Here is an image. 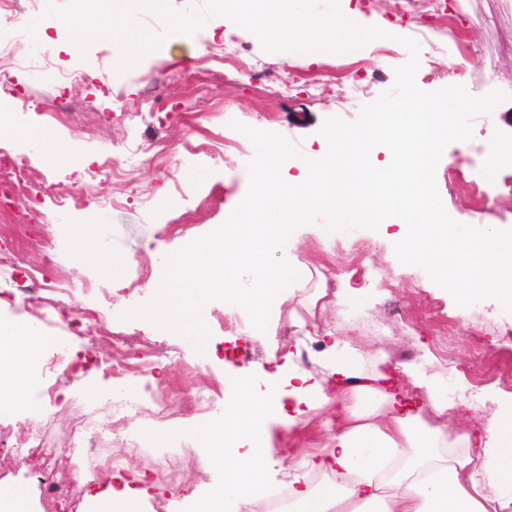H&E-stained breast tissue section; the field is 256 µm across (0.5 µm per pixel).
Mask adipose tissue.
<instances>
[{"instance_id": "obj_1", "label": "adipose tissue", "mask_w": 512, "mask_h": 512, "mask_svg": "<svg viewBox=\"0 0 512 512\" xmlns=\"http://www.w3.org/2000/svg\"><path fill=\"white\" fill-rule=\"evenodd\" d=\"M44 337L35 323L0 318V414L32 409L42 374ZM356 337L333 338L321 371L292 361L260 378L244 374L224 399V413L205 428L203 446L223 468L224 485L198 512H243L267 492L270 426L292 427L317 410L329 412V443L305 456L308 471L330 478L322 490L289 481L295 512H512L490 487H512V447L474 450L469 433L454 431L448 405L432 386L413 378L416 397L386 390L381 371L362 372ZM141 478L114 475L106 491L86 495L73 512H132L150 498Z\"/></svg>"}]
</instances>
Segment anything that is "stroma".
<instances>
[{
  "label": "stroma",
  "mask_w": 512,
  "mask_h": 512,
  "mask_svg": "<svg viewBox=\"0 0 512 512\" xmlns=\"http://www.w3.org/2000/svg\"><path fill=\"white\" fill-rule=\"evenodd\" d=\"M340 7L365 25L390 29L391 38L351 56L312 63L296 55L284 62L264 52L249 31L225 35L212 18L189 40L170 37L165 55H146L120 72L113 43L99 41L80 51L65 24L52 17L45 39L22 44L26 67L0 58V151L29 158L31 187L43 201L40 215L31 219L19 199L0 196V317L36 321L47 338L40 385L53 390L52 399L38 400L28 412L0 414V425L44 438L61 463L56 478L69 476L100 490L109 481L92 476L96 457L118 461L124 476L149 477L161 455L172 477L161 487L168 512H191L196 499L224 480L205 460L201 429L222 415L233 378L273 372L274 356L323 348L330 336L352 331L368 370L409 349L398 384L408 385L414 376L428 380L473 442L497 421L500 397L512 394V313L493 299L458 313L422 268L399 262L392 226L331 237L322 236L316 223L298 229L293 245L299 260L312 269L326 267L333 276L329 288L341 280L348 284L342 304L316 310L311 334L283 318L268 335L243 337L248 315L216 301L204 315L211 336L200 352L171 330L125 316L154 298L166 256L223 223L246 194L254 150L231 121L277 132L301 155L319 151L325 119L356 121L362 106L393 88L396 68L410 57L400 43L404 37L420 46L415 82L422 91L439 90L453 78L475 96L506 94L497 114L473 118L470 151L449 144L435 179L451 218L512 226V192L502 187L512 179V167L487 180L484 160L474 152L492 140L512 141V0H340ZM203 55L215 59L205 75L197 68ZM226 57L237 59V72L225 73ZM61 58L76 81L61 82ZM90 76L108 79L114 97H93ZM23 97L44 106L67 98L66 123L48 124L36 111L21 109L17 101ZM27 128L43 129L45 140L17 137V130ZM51 139L65 148L67 163L51 159ZM105 153L121 155L127 174L102 179L96 198L86 199L83 185ZM80 234L92 252L125 258L121 277L101 276L79 258ZM28 268L71 288L37 319L17 291ZM100 320L129 336L123 353L130 362L144 364L158 346L167 347L163 369L145 373L144 391L116 392L112 380L103 378L112 339L95 335ZM98 389L112 390L111 399H96ZM154 391L165 395L173 412L162 423L155 418ZM78 417L99 433L93 455L73 449L71 424ZM328 435L320 413L306 425L280 428L268 484L286 482L301 457L322 448ZM0 470V496L21 487L27 512H53L39 491L40 482L52 476L42 466L1 461Z\"/></svg>",
  "instance_id": "stroma-1"
}]
</instances>
